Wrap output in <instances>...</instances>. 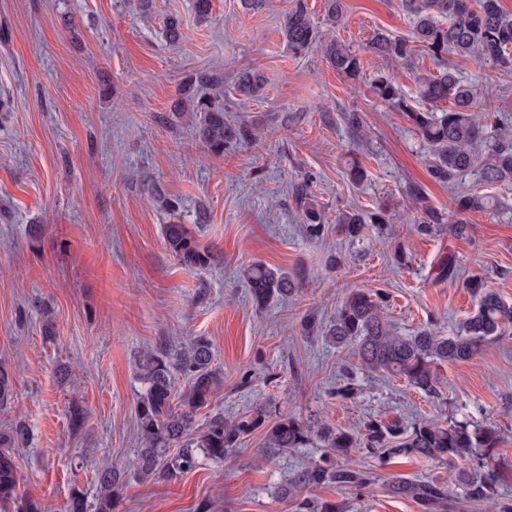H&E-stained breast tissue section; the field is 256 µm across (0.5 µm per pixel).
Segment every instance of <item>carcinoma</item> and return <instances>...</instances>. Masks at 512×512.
<instances>
[{"instance_id": "1", "label": "carcinoma", "mask_w": 512, "mask_h": 512, "mask_svg": "<svg viewBox=\"0 0 512 512\" xmlns=\"http://www.w3.org/2000/svg\"><path fill=\"white\" fill-rule=\"evenodd\" d=\"M403 8L413 17L414 41L377 33L368 51L387 60H406L415 51L433 57L453 54L472 58L488 65L486 80L500 73L512 72V17L507 15L500 0H402ZM283 36L289 49L302 53L321 41L319 31L311 21L306 0H293L285 15ZM327 63L338 73L356 80L363 72L361 57L352 48L331 39L323 45ZM205 86L215 95L199 97L195 88ZM266 87V78L258 69L241 72L235 82L236 93L245 98L258 97ZM418 97L431 105L416 110L411 100L398 87L388 71H379L371 81L375 99L393 112H400L412 122V129L429 147L427 170L439 184H450L463 175L474 172L483 184L512 183V133L507 131L487 136L483 123L477 119L476 89L458 76L453 65L436 74L416 78ZM181 110L208 152L222 156L228 149L252 144L265 131V118L229 120L224 110V77L218 72L201 71L190 77L183 89ZM449 109H438L442 102ZM296 207L303 232L310 239L321 238L326 231V218L315 199L309 180L293 186ZM413 200L421 205L424 217L418 221L420 231L428 233L444 216L427 204L426 197L416 186L408 187ZM457 212H489L495 209V198L470 192L458 196ZM391 222L384 209L343 211L336 216L338 231L347 239L357 241L363 232L373 227L379 231ZM165 247L178 263L195 269L210 262V254L200 248L184 224H166L162 228ZM436 279L452 280L457 275L453 256H443L437 262ZM256 307L263 309L274 299L294 293L301 287L304 275L288 273L279 267L255 262L241 272ZM476 308L462 321L454 336H440L427 327L412 336L395 332L384 318L385 295L381 291L352 288L336 308L329 325L313 312L300 319L306 336L323 335L338 346H354V354L364 367L399 376L426 396L440 399L439 377L434 366L439 363L470 361L483 345L512 329V304L488 287L481 279L469 281ZM139 378L144 385L136 404L138 438L136 449L137 474L143 480L165 476L176 478L198 464V455L222 461L240 444L241 439L265 423V414L257 412L226 420L214 414L205 427L194 428V415L208 407L216 389L222 383L221 372L212 365L209 341L199 337L178 351L156 350L140 360ZM188 375V390L176 394L174 372ZM13 394L11 371L0 365V404ZM327 448L326 457L297 472L291 487L284 494L299 496L303 491L331 483L340 491H360L371 483L365 469L346 461L353 448H364L386 464L401 456H420L451 464L468 458L472 468L459 472L456 482L467 502L479 505L493 502L496 512H512V498L499 496V472L492 465L494 449L501 443L498 431L472 428L470 421L452 420L437 423L418 420L409 426L389 421L379 415L367 420L354 431L338 429L330 424L312 426L297 417L285 415L266 430L267 448L263 454L272 456L295 448H304L313 440ZM27 440L26 428L17 425L0 433V499H13L17 486L15 450ZM124 472L106 467L98 472L99 497L97 512H114L115 495L123 484ZM396 497L408 498L420 512H458V497L448 486L434 480H398L388 486ZM300 512H340L338 504L302 499Z\"/></svg>"}]
</instances>
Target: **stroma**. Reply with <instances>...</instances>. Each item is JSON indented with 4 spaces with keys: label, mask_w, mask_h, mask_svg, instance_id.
Segmentation results:
<instances>
[{
    "label": "stroma",
    "mask_w": 512,
    "mask_h": 512,
    "mask_svg": "<svg viewBox=\"0 0 512 512\" xmlns=\"http://www.w3.org/2000/svg\"><path fill=\"white\" fill-rule=\"evenodd\" d=\"M211 3L202 18L194 0H154L148 11L140 0H0V364L15 372L0 432L19 422L29 429L16 454L15 499L0 503V512H17L29 500L66 512L75 489L87 512H96L97 468L131 463L140 446L138 356L198 336L211 343L224 383L196 426L217 412L234 419L259 410L270 423L293 415L343 429L380 414L406 425L467 416L500 431L499 492L512 497V333L471 361L442 365V398L434 401L400 377L362 368L351 347L303 335L299 326L308 311L331 320L353 287L383 290L386 316L406 336L431 322L453 335L475 307L472 278L512 302V185H482L471 174L434 182L408 119L369 91L380 69L414 96L416 76L437 73L438 60L420 53L399 63L371 60L352 80L326 63L320 47L289 50L281 27L292 0H264L258 10L244 0ZM306 3L325 36L358 53L379 31L413 36L400 0H344L335 24L326 0ZM172 16L184 35L175 45L163 28ZM456 64L487 101L481 118L489 134L512 126V74L488 83L486 65L469 58ZM252 66L267 85L247 100L233 83ZM205 69L223 73L229 115L266 117L260 142L216 157L174 117L181 85ZM352 110L362 120L357 138L343 122ZM285 112L301 118L281 125ZM355 160L369 171L357 186L345 174ZM306 176L328 220L320 239L303 235L292 195ZM152 184L178 201L177 212L150 198ZM411 185L445 216L432 234L416 229L421 211L407 194ZM475 188L497 198L502 211L467 214L469 235L456 238L453 199ZM356 207L385 209L393 222L348 244L336 215ZM173 222L208 250L210 265L177 264L162 237ZM399 245L412 257L409 266L392 261ZM444 254L456 258L458 275L438 282L431 269ZM336 255L340 265L329 266ZM255 261L303 272L306 280L258 309L240 278L241 267ZM348 382L353 397L336 398ZM75 405L85 411L78 429L69 418ZM265 441L257 429L224 462L199 457L194 470L173 480L128 473L115 512H199L206 503L211 512H296L295 500L279 491L323 451L311 444L265 459ZM349 458L372 475L363 493L324 484L307 497L338 503L341 512H419L388 493L391 481L448 484L468 466L420 457L382 465L361 450Z\"/></svg>",
    "instance_id": "35a3bbf8"
}]
</instances>
